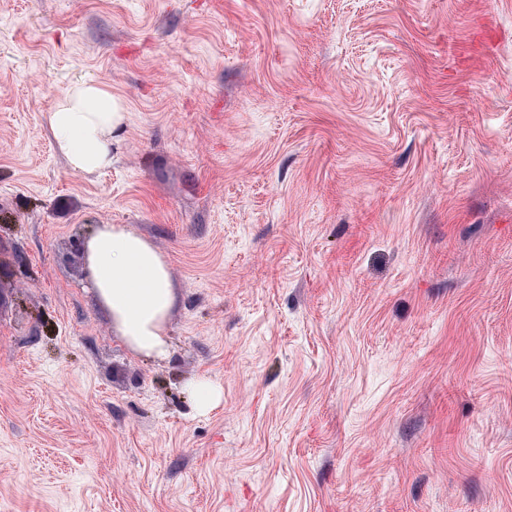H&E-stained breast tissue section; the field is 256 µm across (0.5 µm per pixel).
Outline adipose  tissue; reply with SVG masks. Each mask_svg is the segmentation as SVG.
Wrapping results in <instances>:
<instances>
[{"label":"adipose tissue","instance_id":"obj_1","mask_svg":"<svg viewBox=\"0 0 512 512\" xmlns=\"http://www.w3.org/2000/svg\"><path fill=\"white\" fill-rule=\"evenodd\" d=\"M55 149L71 172L109 167L127 114L122 100L92 81L71 85L48 110ZM98 300L128 346L146 356L168 354L175 292L168 264L152 242L123 224L98 225L86 245Z\"/></svg>","mask_w":512,"mask_h":512}]
</instances>
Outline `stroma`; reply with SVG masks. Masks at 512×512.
Segmentation results:
<instances>
[{
    "label": "stroma",
    "instance_id": "35a3bbf8",
    "mask_svg": "<svg viewBox=\"0 0 512 512\" xmlns=\"http://www.w3.org/2000/svg\"><path fill=\"white\" fill-rule=\"evenodd\" d=\"M99 224L167 258L168 357ZM0 512H512V0H0ZM56 152L71 172L90 174L112 164V148L127 121L122 100L94 81L71 85L47 112ZM86 257L95 295L128 346L146 356H167L175 292L163 255L125 224H99Z\"/></svg>",
    "mask_w": 512,
    "mask_h": 512
}]
</instances>
